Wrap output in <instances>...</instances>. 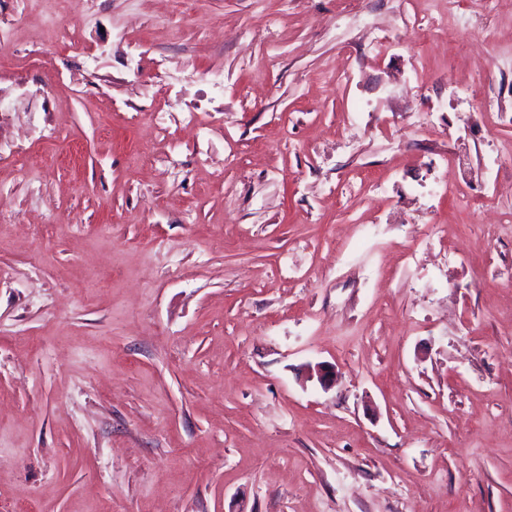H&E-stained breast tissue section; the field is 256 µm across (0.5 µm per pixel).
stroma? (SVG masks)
<instances>
[{
  "label": "stroma",
  "instance_id": "1",
  "mask_svg": "<svg viewBox=\"0 0 512 512\" xmlns=\"http://www.w3.org/2000/svg\"><path fill=\"white\" fill-rule=\"evenodd\" d=\"M337 2L0 0V512H512V201L429 196L512 144L455 94L512 0ZM364 41L378 51L387 49L393 40V29L372 23L364 28ZM460 159L456 158L453 151H448L441 155L440 169L442 170V179L438 181L434 191L435 196H449L459 193L460 185L455 181L448 180V168L454 169L455 166L460 168Z\"/></svg>",
  "mask_w": 512,
  "mask_h": 512
}]
</instances>
